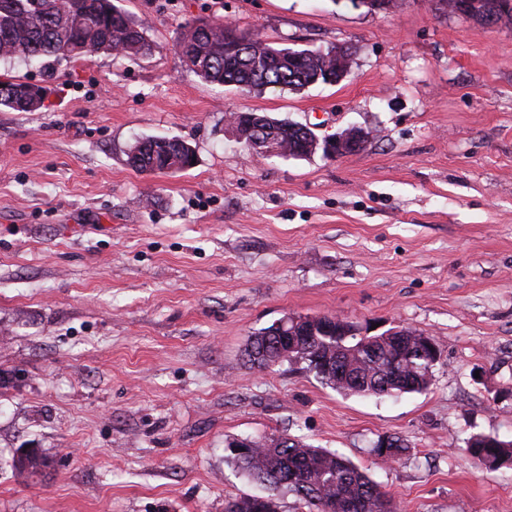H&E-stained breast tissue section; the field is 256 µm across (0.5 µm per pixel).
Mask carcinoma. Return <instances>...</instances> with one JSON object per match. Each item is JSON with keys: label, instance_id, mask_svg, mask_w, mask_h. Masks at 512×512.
<instances>
[{"label": "carcinoma", "instance_id": "carcinoma-1", "mask_svg": "<svg viewBox=\"0 0 512 512\" xmlns=\"http://www.w3.org/2000/svg\"><path fill=\"white\" fill-rule=\"evenodd\" d=\"M155 49L144 27L112 0H0V59L87 60L100 52L148 57ZM178 49L191 58L192 71L204 81L248 92L267 88L299 92L318 83L331 84L337 79L336 68L343 66L329 48L302 49L280 60L274 55L277 48L257 34L211 18L196 20L182 33ZM30 96L29 84L0 81V106L22 112L39 109L29 106ZM232 115L238 135L247 140L256 137L250 146L256 154L268 156L274 151L280 157L308 156V136L295 123L253 111ZM193 157L192 146L178 138H145L129 148L126 163L142 173H163L190 168ZM420 335L409 329L403 337V360L386 369V347L351 334L346 344L357 355L339 362L348 370L345 383L319 371L325 342L311 345L301 361L321 382L338 391L377 397L422 392L429 388L428 375L435 365L429 354L420 352ZM246 355L261 369L277 365L273 348L265 345L260 332ZM264 440V436L253 439L255 448L248 454L230 450V460L251 478L293 493L308 512H395L392 500L378 485L340 454L295 438L282 446ZM382 444L383 439H377L372 451L387 460L398 458L407 448L395 436L389 448ZM467 452L494 470L512 465V441L489 442L487 435L476 434L468 439ZM224 512H278V502L272 495L230 496L224 500Z\"/></svg>", "mask_w": 512, "mask_h": 512}]
</instances>
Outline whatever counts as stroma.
<instances>
[{
    "label": "stroma",
    "mask_w": 512,
    "mask_h": 512,
    "mask_svg": "<svg viewBox=\"0 0 512 512\" xmlns=\"http://www.w3.org/2000/svg\"><path fill=\"white\" fill-rule=\"evenodd\" d=\"M113 2L152 56L0 59V77L51 90L0 110V512H224L269 493L228 442L279 433L365 469L397 512H512V467L465 450L512 440V22L444 0ZM203 16L348 47L351 71L299 92L206 83L174 50ZM235 110L371 137L262 157ZM145 137L186 140L194 165L131 169ZM336 314L434 336L430 389L345 395L301 362L246 363L284 316ZM383 435L408 452L379 460ZM25 446L38 472L15 469ZM369 136V131L365 129L350 128L331 138L321 140L317 136L316 145L317 143L321 144V147L331 156L341 157L358 150L360 145L366 143ZM326 153L324 152V154ZM488 439H498L492 434H476L467 441V452L479 463L488 465L492 469H499L502 466L512 465V441L495 440L487 442Z\"/></svg>",
    "instance_id": "obj_1"
}]
</instances>
